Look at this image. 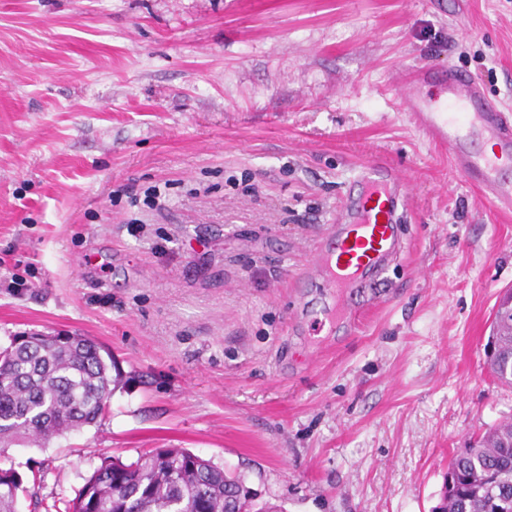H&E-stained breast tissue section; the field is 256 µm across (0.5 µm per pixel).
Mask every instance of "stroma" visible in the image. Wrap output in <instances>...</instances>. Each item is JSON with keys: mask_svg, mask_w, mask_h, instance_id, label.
<instances>
[{"mask_svg": "<svg viewBox=\"0 0 512 512\" xmlns=\"http://www.w3.org/2000/svg\"><path fill=\"white\" fill-rule=\"evenodd\" d=\"M448 64L512 111V0H0V347L77 334L122 374L97 424L7 449L43 476L19 512L154 448L279 512H434L512 420L485 364L512 211L399 105ZM376 161L404 250L340 315L303 272Z\"/></svg>", "mask_w": 512, "mask_h": 512, "instance_id": "1", "label": "stroma"}]
</instances>
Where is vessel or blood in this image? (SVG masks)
<instances>
[{"label": "vessel or blood", "mask_w": 512, "mask_h": 512, "mask_svg": "<svg viewBox=\"0 0 512 512\" xmlns=\"http://www.w3.org/2000/svg\"><path fill=\"white\" fill-rule=\"evenodd\" d=\"M441 79L447 95L435 103L425 94ZM402 106L415 127L444 148L454 166L500 209H512V183L499 177L512 160V115L491 101L480 82L454 68L429 65L402 82ZM355 198L342 203L309 264L320 270L324 287L344 300L352 289L378 280L386 263L401 250L394 231L396 211L406 194V180L395 168L372 163L357 174Z\"/></svg>", "instance_id": "b4317fda"}]
</instances>
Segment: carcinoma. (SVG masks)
<instances>
[{
	"mask_svg": "<svg viewBox=\"0 0 512 512\" xmlns=\"http://www.w3.org/2000/svg\"><path fill=\"white\" fill-rule=\"evenodd\" d=\"M492 374L512 384V316L495 313ZM120 383L111 353L85 336L66 341L40 332L12 338L0 351V447L35 444L95 424ZM439 512H493L512 498V423L458 448L448 466ZM23 480L0 468V512H16ZM245 490L243 478L185 448H154L135 461L104 460L71 499L41 502L44 512H224V500Z\"/></svg>",
	"mask_w": 512,
	"mask_h": 512,
	"instance_id": "cac0c4a2",
	"label": "carcinoma"
}]
</instances>
